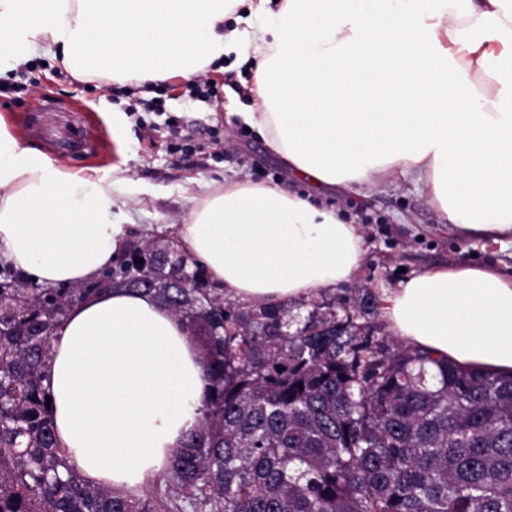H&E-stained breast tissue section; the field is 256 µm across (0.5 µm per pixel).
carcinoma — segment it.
I'll return each instance as SVG.
<instances>
[{
  "mask_svg": "<svg viewBox=\"0 0 512 512\" xmlns=\"http://www.w3.org/2000/svg\"><path fill=\"white\" fill-rule=\"evenodd\" d=\"M102 282L161 299L200 343L198 425L159 496L86 483L56 449L50 340L106 288L1 266L0 512H512V373L386 348L333 302L230 301L168 239L129 243Z\"/></svg>",
  "mask_w": 512,
  "mask_h": 512,
  "instance_id": "1",
  "label": "carcinoma"
}]
</instances>
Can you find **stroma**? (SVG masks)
Wrapping results in <instances>:
<instances>
[{
	"instance_id": "stroma-1",
	"label": "stroma",
	"mask_w": 512,
	"mask_h": 512,
	"mask_svg": "<svg viewBox=\"0 0 512 512\" xmlns=\"http://www.w3.org/2000/svg\"><path fill=\"white\" fill-rule=\"evenodd\" d=\"M34 69L23 86L0 91V117L21 142L46 153L54 163L72 170L100 169L118 182L112 194V221L129 225V240H144L148 230L164 228L176 237L195 205L200 187L211 181L276 183L296 193L316 192L325 206L361 229L366 252L359 274L322 301L351 306L358 290L379 301L383 290L397 287L405 274L437 265L496 264L512 271V246L472 240L438 222L424 196L413 186L382 187L364 194L339 188L316 190L292 177L282 158L257 132L246 129L241 113L255 112V98L238 100L237 114L224 106L191 100L185 80H178L166 99L168 113L178 116L192 138L193 155L166 152L164 132L143 128L127 107L136 97L115 92L100 81H82L56 60L34 58Z\"/></svg>"
}]
</instances>
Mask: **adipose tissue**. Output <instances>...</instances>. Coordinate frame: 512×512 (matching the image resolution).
Wrapping results in <instances>:
<instances>
[{
  "label": "adipose tissue",
  "mask_w": 512,
  "mask_h": 512,
  "mask_svg": "<svg viewBox=\"0 0 512 512\" xmlns=\"http://www.w3.org/2000/svg\"><path fill=\"white\" fill-rule=\"evenodd\" d=\"M0 0V71L50 48L73 77L143 87L252 61L243 113L290 171L361 192L415 186L474 242L512 241V0ZM115 182L71 172L0 120V262L58 286L122 253ZM181 249L243 303L307 299L352 279L363 236L278 185H204ZM382 317L405 345L512 371V274L456 263L399 282ZM199 347L160 299L115 288L74 307L50 341L57 450L88 483L136 496L196 427Z\"/></svg>",
  "instance_id": "ef3b65f1"
}]
</instances>
